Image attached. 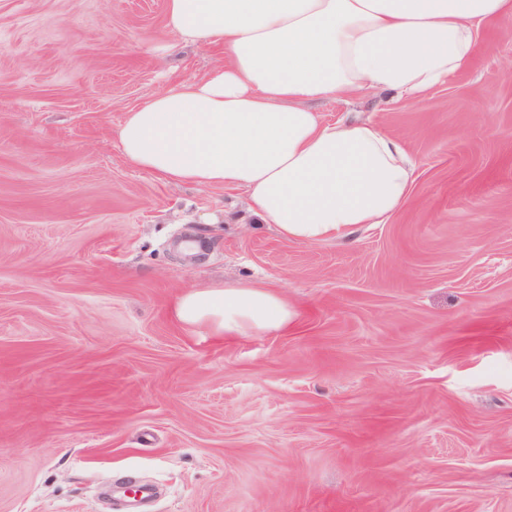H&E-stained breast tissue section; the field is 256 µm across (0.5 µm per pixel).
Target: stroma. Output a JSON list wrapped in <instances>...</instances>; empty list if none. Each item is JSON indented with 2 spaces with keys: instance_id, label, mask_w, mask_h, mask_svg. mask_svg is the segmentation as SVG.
Wrapping results in <instances>:
<instances>
[{
  "instance_id": "1",
  "label": "stroma",
  "mask_w": 512,
  "mask_h": 512,
  "mask_svg": "<svg viewBox=\"0 0 512 512\" xmlns=\"http://www.w3.org/2000/svg\"><path fill=\"white\" fill-rule=\"evenodd\" d=\"M166 0H0V512H512V23L421 101L314 102L416 164L387 223L319 244L243 190L158 179L119 131L220 64L158 57ZM257 282L285 332L181 324Z\"/></svg>"
}]
</instances>
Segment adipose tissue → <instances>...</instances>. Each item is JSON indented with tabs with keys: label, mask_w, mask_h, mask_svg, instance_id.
<instances>
[{
	"label": "adipose tissue",
	"mask_w": 512,
	"mask_h": 512,
	"mask_svg": "<svg viewBox=\"0 0 512 512\" xmlns=\"http://www.w3.org/2000/svg\"><path fill=\"white\" fill-rule=\"evenodd\" d=\"M512 0H167L157 50L215 45L224 62L129 112L124 158L170 183L243 189L257 223L316 244L383 224L416 167L377 122H321L311 104L358 92L407 101L465 70ZM183 324L213 336L287 329L295 311L251 284L188 290Z\"/></svg>",
	"instance_id": "obj_1"
}]
</instances>
